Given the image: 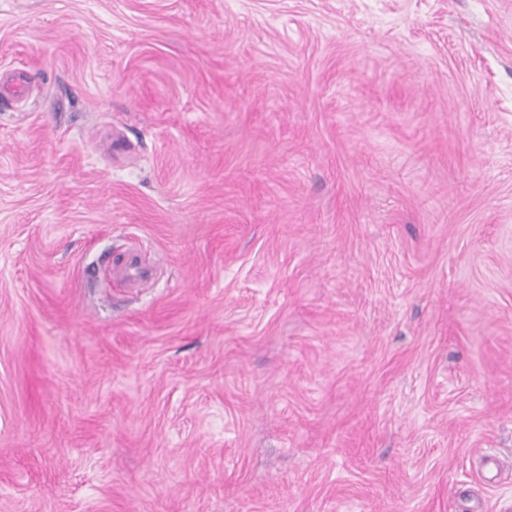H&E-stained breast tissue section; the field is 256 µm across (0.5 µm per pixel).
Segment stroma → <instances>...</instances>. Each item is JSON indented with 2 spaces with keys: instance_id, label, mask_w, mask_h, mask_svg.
<instances>
[{
  "instance_id": "1",
  "label": "stroma",
  "mask_w": 512,
  "mask_h": 512,
  "mask_svg": "<svg viewBox=\"0 0 512 512\" xmlns=\"http://www.w3.org/2000/svg\"><path fill=\"white\" fill-rule=\"evenodd\" d=\"M0 512H512V0H0Z\"/></svg>"
}]
</instances>
